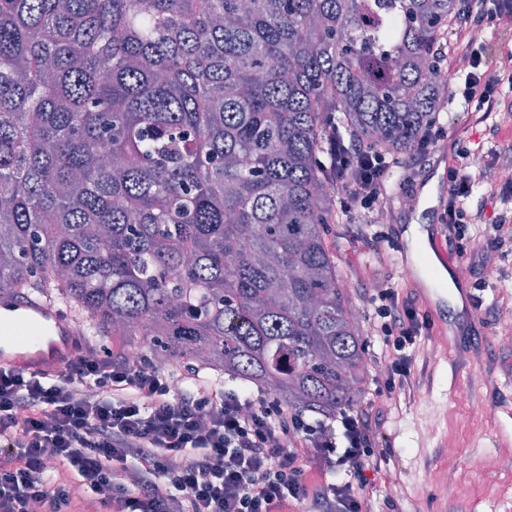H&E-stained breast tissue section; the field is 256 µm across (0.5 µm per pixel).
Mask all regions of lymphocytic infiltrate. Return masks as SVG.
I'll list each match as a JSON object with an SVG mask.
<instances>
[{"mask_svg":"<svg viewBox=\"0 0 512 512\" xmlns=\"http://www.w3.org/2000/svg\"><path fill=\"white\" fill-rule=\"evenodd\" d=\"M486 25L512 31V0H462L436 63L455 77L451 101L478 113L495 139L489 167L477 175L464 131L455 135L441 222L465 267L477 255L512 256V214L469 229L475 179L512 199V132L496 120L512 112V62L489 59L472 38ZM447 136L433 122L398 156L328 137L340 210L377 263L364 275L372 285L366 319L381 345L374 392L388 399L423 390L428 377L413 371L411 350L433 320L381 279L378 267L397 243L372 216L389 204L388 171L400 168L403 188L412 187ZM384 430V416L363 409L327 424L270 393L243 394L188 365L174 372L149 355L131 356L122 337L106 349L89 341L52 370L0 367V512H367L363 491L389 463L375 449Z\"/></svg>","mask_w":512,"mask_h":512,"instance_id":"obj_1","label":"lymphocytic infiltrate"}]
</instances>
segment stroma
<instances>
[{"mask_svg":"<svg viewBox=\"0 0 512 512\" xmlns=\"http://www.w3.org/2000/svg\"><path fill=\"white\" fill-rule=\"evenodd\" d=\"M328 243L350 286L356 306H363L366 291L359 281L374 259L365 249L355 246L343 224L329 227ZM512 338V328L505 325H479L472 343L482 352L481 360L464 357L456 345L435 346L432 337H424L420 351L428 355V371L433 377L429 399L394 402L368 394L375 408L388 414V438L383 443L390 459V470L400 475L396 485L386 476H378L366 492L372 512H504L501 490L512 484V466L488 472L481 463L499 455V426L490 415L502 399L512 398V374L487 375V362L500 356L512 358V348L503 342ZM483 385H476L478 376ZM480 399L487 416L474 417L467 398ZM444 411L442 431L431 430L428 421L430 405ZM451 442L452 455L442 452L443 442ZM440 470L442 479L426 482L423 475Z\"/></svg>","mask_w":512,"mask_h":512,"instance_id":"stroma-1","label":"stroma"}]
</instances>
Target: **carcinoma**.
Masks as SVG:
<instances>
[{
    "label": "carcinoma",
    "instance_id": "cac0c4a2",
    "mask_svg": "<svg viewBox=\"0 0 512 512\" xmlns=\"http://www.w3.org/2000/svg\"><path fill=\"white\" fill-rule=\"evenodd\" d=\"M458 0H0V296L302 415L367 395L334 128L405 153Z\"/></svg>",
    "mask_w": 512,
    "mask_h": 512
}]
</instances>
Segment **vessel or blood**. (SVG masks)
<instances>
[{
	"label": "vessel or blood",
	"mask_w": 512,
	"mask_h": 512,
	"mask_svg": "<svg viewBox=\"0 0 512 512\" xmlns=\"http://www.w3.org/2000/svg\"><path fill=\"white\" fill-rule=\"evenodd\" d=\"M452 162L451 145L442 144L420 189L416 223L396 227L402 270L432 317L436 336L447 342L470 335L477 323L472 290L440 224ZM72 325L70 315L49 302L1 296L0 367L33 372L60 365L73 351Z\"/></svg>",
	"instance_id": "obj_1"
}]
</instances>
